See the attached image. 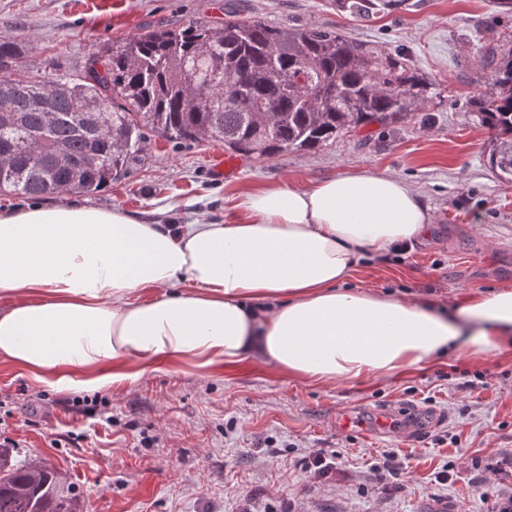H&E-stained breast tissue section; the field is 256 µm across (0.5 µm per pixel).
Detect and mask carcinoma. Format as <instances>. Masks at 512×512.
I'll return each mask as SVG.
<instances>
[{"label": "carcinoma", "mask_w": 512, "mask_h": 512, "mask_svg": "<svg viewBox=\"0 0 512 512\" xmlns=\"http://www.w3.org/2000/svg\"><path fill=\"white\" fill-rule=\"evenodd\" d=\"M356 15L406 0H336ZM490 82L471 100L495 132L489 162L512 177V47L482 52ZM435 91L404 55L338 29L228 17L151 30L94 56L83 75L33 80L0 32V193L93 195L128 176L147 132L268 158L315 150L345 128L392 120ZM63 474L0 448V512H79Z\"/></svg>", "instance_id": "1"}]
</instances>
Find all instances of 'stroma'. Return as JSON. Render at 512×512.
I'll return each instance as SVG.
<instances>
[{
  "mask_svg": "<svg viewBox=\"0 0 512 512\" xmlns=\"http://www.w3.org/2000/svg\"><path fill=\"white\" fill-rule=\"evenodd\" d=\"M277 27L338 28L361 46L401 51L437 94L384 124L345 131L312 151L244 157L213 172L224 147L148 134L131 174L91 195L48 204L117 207L167 224L191 212L213 220L246 192L305 187L346 170L391 173L417 191L433 220L410 249L364 259L350 284L444 306L477 291L512 287V179L489 162L492 131L469 102L483 88V45L512 44V10L496 0H407L365 17L336 0H0V30L21 42L28 76L83 74L94 54L149 30L225 16ZM484 385L467 388L474 375ZM90 416L84 394L36 382L0 359V440L20 457L65 473L84 492L83 512H495L479 483L512 491V349L442 355L385 380L333 385L288 377L247 360L202 372L167 364L103 389ZM350 417L354 424L342 428ZM393 420L389 429L379 417ZM332 455L319 478L304 457ZM404 461L389 494L374 469ZM451 467L439 483L438 472Z\"/></svg>",
  "mask_w": 512,
  "mask_h": 512,
  "instance_id": "stroma-1",
  "label": "stroma"
}]
</instances>
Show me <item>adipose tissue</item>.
Returning <instances> with one entry per match:
<instances>
[{
	"mask_svg": "<svg viewBox=\"0 0 512 512\" xmlns=\"http://www.w3.org/2000/svg\"><path fill=\"white\" fill-rule=\"evenodd\" d=\"M432 222L390 174L245 193L171 227L119 208L0 212V359L60 391L137 381L164 361L252 357L319 383L380 380L462 348L512 347V289L437 309L348 288L360 261Z\"/></svg>",
	"mask_w": 512,
	"mask_h": 512,
	"instance_id": "adipose-tissue-1",
	"label": "adipose tissue"
}]
</instances>
